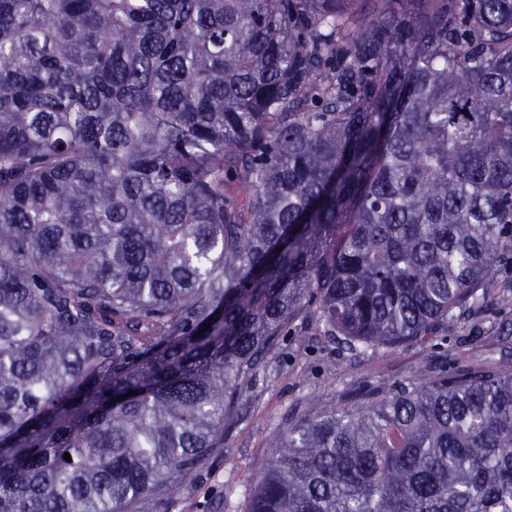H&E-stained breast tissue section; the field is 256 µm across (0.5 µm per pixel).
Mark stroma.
I'll use <instances>...</instances> for the list:
<instances>
[{
  "mask_svg": "<svg viewBox=\"0 0 512 512\" xmlns=\"http://www.w3.org/2000/svg\"><path fill=\"white\" fill-rule=\"evenodd\" d=\"M295 326L297 335L281 340L254 372L240 399L239 420L224 431L223 447L156 512H245L250 491L240 475L266 464L277 424L296 406L318 410L340 400L346 391L389 385L428 366L450 365L459 357L512 359V335H505L497 315L484 309L439 331L433 346L414 344L352 358L338 355L310 311H303Z\"/></svg>",
  "mask_w": 512,
  "mask_h": 512,
  "instance_id": "stroma-1",
  "label": "stroma"
}]
</instances>
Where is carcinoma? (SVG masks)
I'll return each instance as SVG.
<instances>
[{
  "label": "carcinoma",
  "mask_w": 512,
  "mask_h": 512,
  "mask_svg": "<svg viewBox=\"0 0 512 512\" xmlns=\"http://www.w3.org/2000/svg\"><path fill=\"white\" fill-rule=\"evenodd\" d=\"M498 271L512 0H0V512L163 504L301 311L424 344ZM240 480L246 512H512V369L287 413Z\"/></svg>",
  "instance_id": "carcinoma-1"
}]
</instances>
